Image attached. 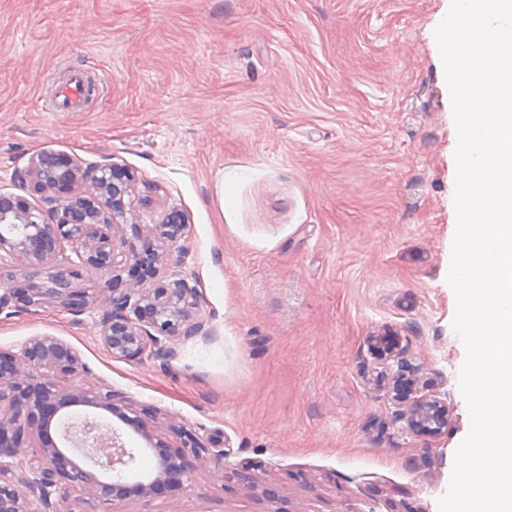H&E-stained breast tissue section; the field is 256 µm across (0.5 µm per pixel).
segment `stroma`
Instances as JSON below:
<instances>
[{"instance_id":"stroma-1","label":"stroma","mask_w":512,"mask_h":512,"mask_svg":"<svg viewBox=\"0 0 512 512\" xmlns=\"http://www.w3.org/2000/svg\"><path fill=\"white\" fill-rule=\"evenodd\" d=\"M450 0H0V194L43 152L132 171L136 221L189 228L161 275L200 289L211 336L126 361L96 310L0 315V348L71 344L85 382L132 397L224 467L116 512H438L470 429L446 281L457 146L434 32ZM97 87L53 109L73 75ZM400 338L413 397L448 404L411 431L379 379L375 337ZM133 484L156 464L145 440ZM247 471L242 481L239 471Z\"/></svg>"}]
</instances>
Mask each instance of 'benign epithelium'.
Returning a JSON list of instances; mask_svg holds the SVG:
<instances>
[{"instance_id":"1","label":"benign epithelium","mask_w":512,"mask_h":512,"mask_svg":"<svg viewBox=\"0 0 512 512\" xmlns=\"http://www.w3.org/2000/svg\"><path fill=\"white\" fill-rule=\"evenodd\" d=\"M133 181L115 163L83 172L64 153H42L19 172L18 186L41 194L44 206L0 197V314L53 307L78 316L95 309L103 346L127 361L172 355L174 341L208 334L198 316L202 296L185 279L151 288L145 277L124 282L113 275L121 263L132 274L145 266L157 271L153 246L120 250L126 244L123 225L134 219L128 201ZM187 224L184 213L171 211L156 231L177 249ZM68 250L78 263H49ZM86 270L100 276L92 293L79 287ZM397 348L395 337L374 340L380 360ZM84 372L77 350L56 336H32L18 353L0 349V512H75L85 492L105 506L131 496L122 473L135 463V449L97 419L66 412L73 406L110 413L154 451L155 474L136 487L145 500L224 465V438L210 439L207 447L185 432L188 451L173 453L127 397L74 384ZM447 420L448 406L436 398L417 401L406 414L410 428L429 433ZM75 453L83 463L72 458Z\"/></svg>"}]
</instances>
